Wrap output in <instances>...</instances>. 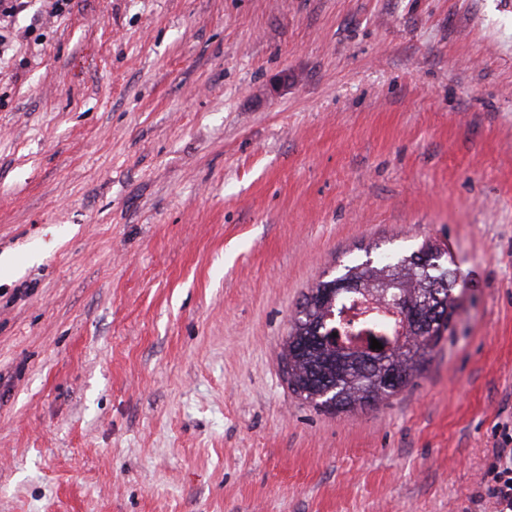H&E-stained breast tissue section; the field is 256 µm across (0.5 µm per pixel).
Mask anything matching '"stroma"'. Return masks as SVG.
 Listing matches in <instances>:
<instances>
[{
    "instance_id": "obj_1",
    "label": "stroma",
    "mask_w": 512,
    "mask_h": 512,
    "mask_svg": "<svg viewBox=\"0 0 512 512\" xmlns=\"http://www.w3.org/2000/svg\"><path fill=\"white\" fill-rule=\"evenodd\" d=\"M31 0L0 45V512H494L512 0ZM452 256L450 335L332 415L290 320Z\"/></svg>"
}]
</instances>
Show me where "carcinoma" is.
Here are the masks:
<instances>
[{"label": "carcinoma", "instance_id": "obj_1", "mask_svg": "<svg viewBox=\"0 0 512 512\" xmlns=\"http://www.w3.org/2000/svg\"><path fill=\"white\" fill-rule=\"evenodd\" d=\"M349 282L361 293L374 290L386 296L396 293L405 332L390 336L369 330L388 348V358L399 368L400 388H405L432 358L445 332L451 329L457 307L454 296L456 276L448 261V251L430 241L418 251L397 261L378 265L371 260L347 266L340 275L318 282L304 295L290 323L283 353L288 386L298 396L331 413L371 408L385 390L383 366H368L363 358L339 362L333 334L345 331L332 319L337 301L332 288ZM335 390L324 396L329 387Z\"/></svg>", "mask_w": 512, "mask_h": 512}]
</instances>
